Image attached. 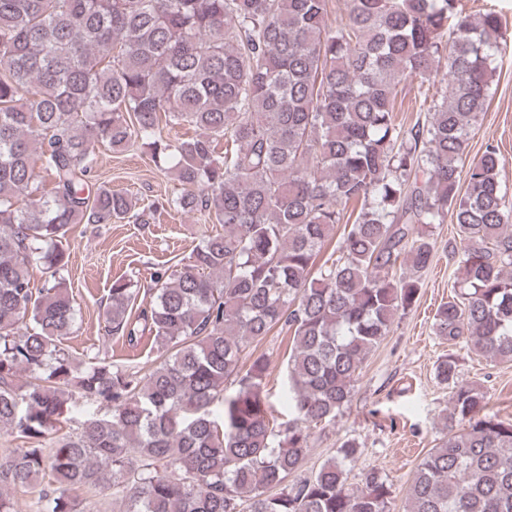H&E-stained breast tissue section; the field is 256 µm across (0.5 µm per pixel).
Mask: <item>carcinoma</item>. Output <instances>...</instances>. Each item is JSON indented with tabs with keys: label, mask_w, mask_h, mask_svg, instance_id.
Instances as JSON below:
<instances>
[{
	"label": "carcinoma",
	"mask_w": 512,
	"mask_h": 512,
	"mask_svg": "<svg viewBox=\"0 0 512 512\" xmlns=\"http://www.w3.org/2000/svg\"><path fill=\"white\" fill-rule=\"evenodd\" d=\"M328 5L0 0V430L26 444L0 454V482L48 477L37 512H77L72 489L112 490L92 512H390L378 470L348 483L354 439L288 478L417 302L434 224L451 221L460 241L435 336L512 363V196L499 144L467 160L506 42L498 16L473 20L458 0H342L345 20L332 23ZM442 57L445 91L404 127L400 82L425 85ZM185 126L194 135L162 134ZM99 142L117 154L139 143L181 183L166 207L224 226L154 274L135 316L134 284L112 281L109 331L165 353L145 375L58 345L77 315L61 278L70 226L153 216L91 187ZM35 267L47 274L37 289ZM277 326L293 333L296 417L283 427L266 409L267 360L248 351ZM435 377L450 389L449 421L468 427L420 459L407 512H512V423L479 417L486 393L460 380L455 354ZM75 395L111 414L59 438Z\"/></svg>",
	"instance_id": "1"
}]
</instances>
